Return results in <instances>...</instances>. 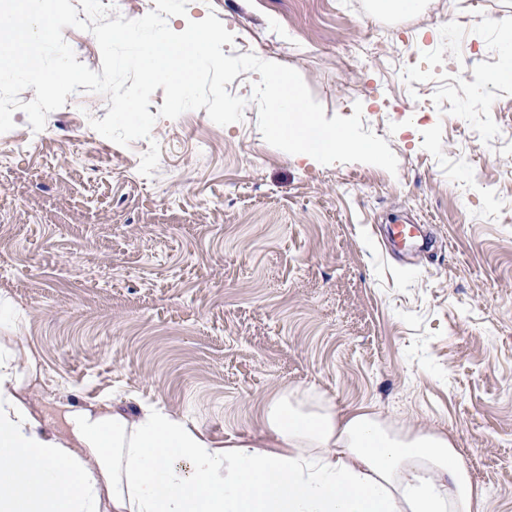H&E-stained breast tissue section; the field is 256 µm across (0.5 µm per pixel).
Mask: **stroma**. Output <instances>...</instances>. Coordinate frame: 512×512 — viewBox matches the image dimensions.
Returning <instances> with one entry per match:
<instances>
[{
	"label": "stroma",
	"instance_id": "1",
	"mask_svg": "<svg viewBox=\"0 0 512 512\" xmlns=\"http://www.w3.org/2000/svg\"><path fill=\"white\" fill-rule=\"evenodd\" d=\"M369 2L189 0L168 25L215 13L225 55L294 68L326 117L361 107L396 173L269 145L256 72L227 84L246 107L226 126L203 109L159 117L156 89L151 138L127 147L90 126L109 110L100 94L67 97L39 137L18 111L0 133V294L23 314L44 411L160 402L222 441L312 386L339 410L448 432L486 512H512V73L493 63L491 23L512 0H468L465 30L454 0L397 20ZM380 29L407 67L354 62ZM474 72L498 76L480 97ZM399 218L431 248L392 247Z\"/></svg>",
	"mask_w": 512,
	"mask_h": 512
}]
</instances>
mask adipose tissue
<instances>
[{
    "label": "adipose tissue",
    "instance_id": "ef3b65f1",
    "mask_svg": "<svg viewBox=\"0 0 512 512\" xmlns=\"http://www.w3.org/2000/svg\"><path fill=\"white\" fill-rule=\"evenodd\" d=\"M36 355L0 346V512H484V490L444 431L403 433L312 387L265 404L257 432L215 441L154 403L49 417Z\"/></svg>",
    "mask_w": 512,
    "mask_h": 512
}]
</instances>
